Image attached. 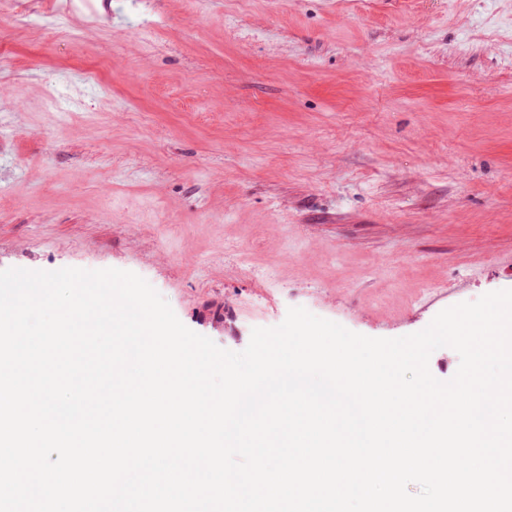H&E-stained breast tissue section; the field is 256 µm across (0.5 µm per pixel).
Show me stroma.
Returning a JSON list of instances; mask_svg holds the SVG:
<instances>
[{"mask_svg": "<svg viewBox=\"0 0 512 512\" xmlns=\"http://www.w3.org/2000/svg\"><path fill=\"white\" fill-rule=\"evenodd\" d=\"M67 267L231 351L512 289V0H0V270Z\"/></svg>", "mask_w": 512, "mask_h": 512, "instance_id": "35a3bbf8", "label": "stroma"}]
</instances>
